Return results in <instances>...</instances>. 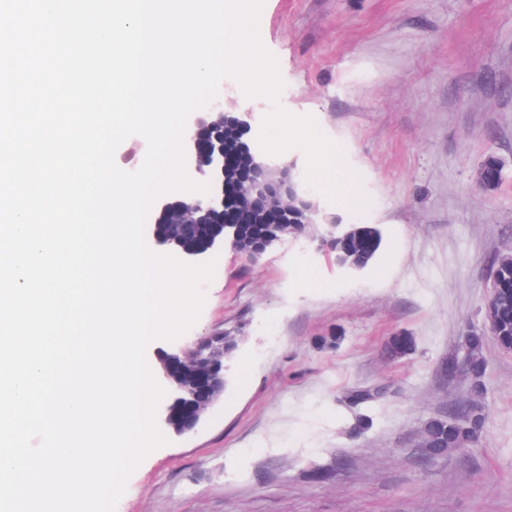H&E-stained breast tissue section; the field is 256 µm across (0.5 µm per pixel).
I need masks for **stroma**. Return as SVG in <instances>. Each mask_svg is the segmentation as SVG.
Wrapping results in <instances>:
<instances>
[{
  "instance_id": "1",
  "label": "stroma",
  "mask_w": 512,
  "mask_h": 512,
  "mask_svg": "<svg viewBox=\"0 0 512 512\" xmlns=\"http://www.w3.org/2000/svg\"><path fill=\"white\" fill-rule=\"evenodd\" d=\"M259 30L282 107L314 116L356 175L316 199L382 246L360 271L305 236L256 264L213 251L197 323L146 357L229 331L233 382L192 432L166 430L116 512H512V352L485 339L478 394L441 372L512 251V0H265ZM490 154L504 178L486 192ZM400 331L416 347L393 359ZM374 388L372 407L352 403ZM473 400L478 441L423 459L425 423Z\"/></svg>"
}]
</instances>
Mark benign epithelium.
<instances>
[{
  "mask_svg": "<svg viewBox=\"0 0 512 512\" xmlns=\"http://www.w3.org/2000/svg\"><path fill=\"white\" fill-rule=\"evenodd\" d=\"M228 121L246 135L253 132V113L224 111L222 92L189 116V134L184 140L187 172L209 184L210 192L160 200L158 217L148 228L156 245L196 260L233 243L239 224L288 223V213L279 202L292 198L298 159H271L258 149L254 139L246 138L240 149L252 157V164L229 177L232 167L224 154V123ZM193 349L191 359L174 352L161 361L168 386V404L161 421L177 433L194 430L224 396V333L194 342Z\"/></svg>",
  "mask_w": 512,
  "mask_h": 512,
  "instance_id": "benign-epithelium-1",
  "label": "benign epithelium"
}]
</instances>
